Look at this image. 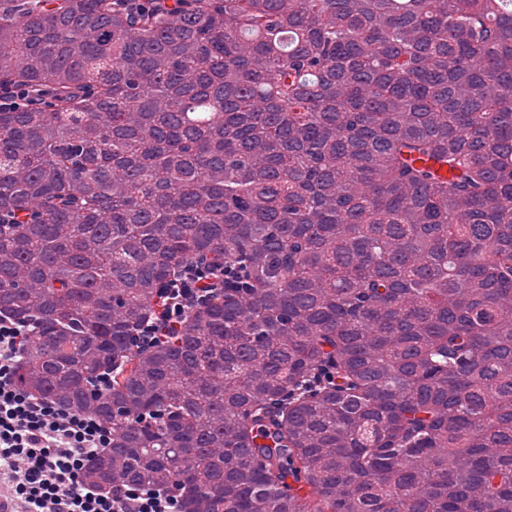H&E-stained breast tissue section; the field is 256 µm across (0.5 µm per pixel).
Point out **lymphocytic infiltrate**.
I'll list each match as a JSON object with an SVG mask.
<instances>
[{
  "label": "lymphocytic infiltrate",
  "mask_w": 512,
  "mask_h": 512,
  "mask_svg": "<svg viewBox=\"0 0 512 512\" xmlns=\"http://www.w3.org/2000/svg\"><path fill=\"white\" fill-rule=\"evenodd\" d=\"M239 269L191 262L160 295L135 349L171 338L183 317L235 284ZM31 322L0 316V512H181L170 485L118 484L102 491L84 478L89 460L112 445L110 424L18 387L16 370Z\"/></svg>",
  "instance_id": "lymphocytic-infiltrate-1"
}]
</instances>
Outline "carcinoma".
<instances>
[{
  "label": "carcinoma",
  "instance_id": "carcinoma-1",
  "mask_svg": "<svg viewBox=\"0 0 512 512\" xmlns=\"http://www.w3.org/2000/svg\"><path fill=\"white\" fill-rule=\"evenodd\" d=\"M22 389L182 512H512V0H0ZM239 285L147 350L171 268ZM95 397L88 381L111 369ZM47 104L44 98L35 95L19 85L1 84L0 85V107H31L44 106Z\"/></svg>",
  "mask_w": 512,
  "mask_h": 512
}]
</instances>
